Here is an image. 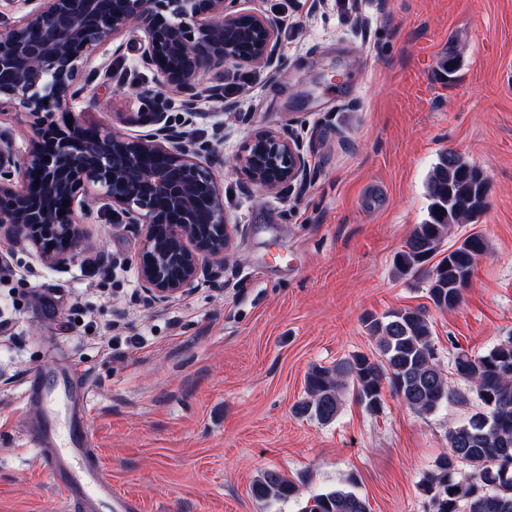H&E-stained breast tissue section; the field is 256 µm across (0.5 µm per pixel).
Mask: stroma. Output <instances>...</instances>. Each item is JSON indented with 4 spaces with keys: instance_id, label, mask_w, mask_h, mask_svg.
Returning a JSON list of instances; mask_svg holds the SVG:
<instances>
[{
    "instance_id": "stroma-1",
    "label": "stroma",
    "mask_w": 512,
    "mask_h": 512,
    "mask_svg": "<svg viewBox=\"0 0 512 512\" xmlns=\"http://www.w3.org/2000/svg\"><path fill=\"white\" fill-rule=\"evenodd\" d=\"M288 12L280 34L288 73L224 68L222 103L202 101L193 140H224L212 166L235 227L239 263L164 304L137 274L142 235L92 196L74 263L47 268L0 236V512H65L27 446V376L75 363L93 386L90 427L114 487L143 512H302L337 488L370 512H429L419 487L470 409L433 414L392 390L373 414L345 391L336 420L297 415L305 377L354 354H377L367 317L423 309L438 361L481 355L512 336V0H241ZM453 58V73L441 63ZM106 102L76 111L131 136L137 92L160 91L135 33L98 49ZM291 129L310 179L262 193L233 160L255 134ZM476 166L487 207L453 226L487 242L462 304L435 308L421 275L394 268L427 218L425 181L445 150ZM275 469L297 499L265 501L253 481Z\"/></svg>"
}]
</instances>
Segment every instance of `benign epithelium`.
<instances>
[{
    "label": "benign epithelium",
    "mask_w": 512,
    "mask_h": 512,
    "mask_svg": "<svg viewBox=\"0 0 512 512\" xmlns=\"http://www.w3.org/2000/svg\"><path fill=\"white\" fill-rule=\"evenodd\" d=\"M30 9L0 33V105L31 119L36 136L19 151L0 132V225L27 243L38 261L63 267L83 238L84 198L92 191L141 226L138 277L145 298L162 304L224 269L232 227L224 194L207 158L212 142L189 140L186 128L204 99L224 101V64H260L279 75L276 16L240 9V0H25ZM130 28L140 33L142 62L178 93V121L158 107L159 95H137V120L150 133L132 137L72 112L88 93L77 77L91 53ZM72 116V124L54 119ZM258 188L286 195L310 168L289 130L250 138L234 158ZM64 215H59V211Z\"/></svg>",
    "instance_id": "obj_1"
}]
</instances>
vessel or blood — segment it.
Listing matches in <instances>:
<instances>
[{"instance_id": "b4317fda", "label": "vessel or blood", "mask_w": 512, "mask_h": 512, "mask_svg": "<svg viewBox=\"0 0 512 512\" xmlns=\"http://www.w3.org/2000/svg\"><path fill=\"white\" fill-rule=\"evenodd\" d=\"M25 403L34 411L29 445L72 512H143L140 500L117 492L102 468L89 429L91 389L75 364L33 372Z\"/></svg>"}]
</instances>
